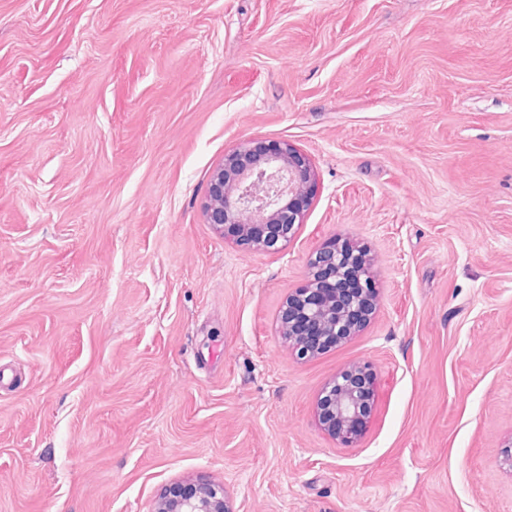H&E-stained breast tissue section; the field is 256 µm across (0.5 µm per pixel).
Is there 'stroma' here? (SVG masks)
I'll use <instances>...</instances> for the list:
<instances>
[{"label": "stroma", "instance_id": "obj_1", "mask_svg": "<svg viewBox=\"0 0 512 512\" xmlns=\"http://www.w3.org/2000/svg\"><path fill=\"white\" fill-rule=\"evenodd\" d=\"M290 142L279 252L207 224L212 172ZM359 332L299 359L335 237ZM369 364L345 447L317 400ZM512 0H0V512H512ZM342 245L350 251L359 252L362 259L361 273L370 283L372 282L370 259L350 242L335 240L316 253L310 264L306 283L288 298L281 315L283 336L300 358L314 357L353 335L364 325L375 309L373 286L362 288L363 292L374 293V298L370 300L345 291L344 288H334L332 295L325 297L322 288L318 287V272L326 268H336V257L342 253ZM294 303L296 315L306 325L316 330L318 342L325 344L323 349H319L316 344L308 342L297 334L288 323V309ZM154 512H230L223 484L176 481L161 493Z\"/></svg>", "mask_w": 512, "mask_h": 512}]
</instances>
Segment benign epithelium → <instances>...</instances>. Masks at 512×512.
Returning <instances> with one entry per match:
<instances>
[{
    "mask_svg": "<svg viewBox=\"0 0 512 512\" xmlns=\"http://www.w3.org/2000/svg\"><path fill=\"white\" fill-rule=\"evenodd\" d=\"M314 186L309 160L288 141L246 142L226 154L224 164L213 172L206 220L246 252H277L303 222ZM344 247L356 250L340 239L316 253L306 283L288 298L282 311L283 336L301 358L314 357L321 349L288 323V306L295 305L296 315L316 330L326 349L353 335L375 309L373 299L342 288L325 297L318 287V272L336 268V257ZM373 384L374 374L363 364L343 370L324 388L318 420L340 444L350 446L362 435L372 410ZM154 512H228L224 485L173 482L164 488Z\"/></svg>",
    "mask_w": 512,
    "mask_h": 512,
    "instance_id": "7a95c632",
    "label": "benign epithelium"
}]
</instances>
